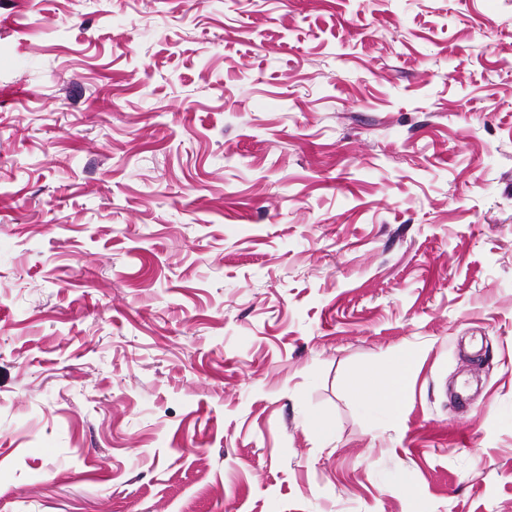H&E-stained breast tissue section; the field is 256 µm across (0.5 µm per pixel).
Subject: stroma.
Returning a JSON list of instances; mask_svg holds the SVG:
<instances>
[{"mask_svg": "<svg viewBox=\"0 0 512 512\" xmlns=\"http://www.w3.org/2000/svg\"><path fill=\"white\" fill-rule=\"evenodd\" d=\"M0 512H512V0H0Z\"/></svg>", "mask_w": 512, "mask_h": 512, "instance_id": "obj_1", "label": "stroma"}]
</instances>
